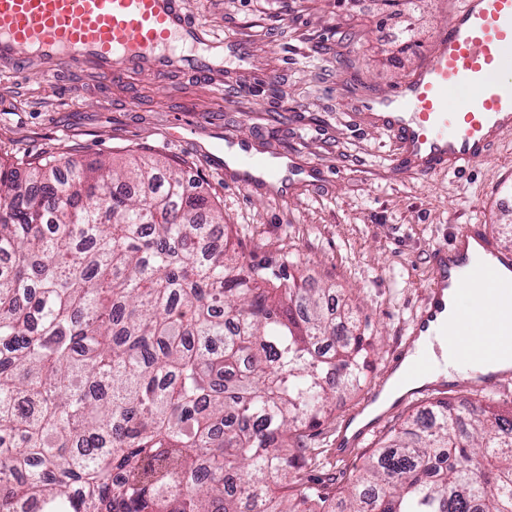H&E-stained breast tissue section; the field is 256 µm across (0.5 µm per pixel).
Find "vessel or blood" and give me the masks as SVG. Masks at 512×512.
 <instances>
[{
	"label": "vessel or blood",
	"instance_id": "vessel-or-blood-1",
	"mask_svg": "<svg viewBox=\"0 0 512 512\" xmlns=\"http://www.w3.org/2000/svg\"><path fill=\"white\" fill-rule=\"evenodd\" d=\"M27 59L53 75L68 65L115 79L133 67L212 78L224 68V41L192 21L181 0H0V66ZM366 106L371 124L392 142L394 173L466 172L512 135V0H460L414 74ZM211 160L218 168L234 161L245 184L259 173L278 174L235 137ZM430 268L409 337L385 370L407 387L435 366L430 349H416L420 337L464 339L477 327H495L501 306L512 308V249L483 225L458 227L431 252Z\"/></svg>",
	"mask_w": 512,
	"mask_h": 512
}]
</instances>
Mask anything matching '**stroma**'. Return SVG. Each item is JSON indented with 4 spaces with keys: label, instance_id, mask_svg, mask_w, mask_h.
Masks as SVG:
<instances>
[{
    "label": "stroma",
    "instance_id": "stroma-1",
    "mask_svg": "<svg viewBox=\"0 0 512 512\" xmlns=\"http://www.w3.org/2000/svg\"><path fill=\"white\" fill-rule=\"evenodd\" d=\"M197 23L236 41L215 83L145 70L114 80L90 67L38 61L0 70V159L25 170L43 158L118 166L138 158L182 170L224 212L246 256L293 257L315 288L356 304L381 341L372 380L406 337L430 280L429 253L456 226L481 224L512 247V137L461 175L390 170L388 136L366 99L409 77L452 20L451 0H416L393 14L383 0H184ZM232 134L257 152L289 156L280 190L213 167L205 150ZM365 393L340 397L309 445L303 470L340 493L378 441L345 457L333 442Z\"/></svg>",
    "mask_w": 512,
    "mask_h": 512
}]
</instances>
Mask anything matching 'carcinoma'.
I'll return each instance as SVG.
<instances>
[{
	"label": "carcinoma",
	"mask_w": 512,
	"mask_h": 512,
	"mask_svg": "<svg viewBox=\"0 0 512 512\" xmlns=\"http://www.w3.org/2000/svg\"><path fill=\"white\" fill-rule=\"evenodd\" d=\"M154 161L0 163V512H512V405L438 397L345 494L301 475L375 337Z\"/></svg>",
	"instance_id": "1"
}]
</instances>
